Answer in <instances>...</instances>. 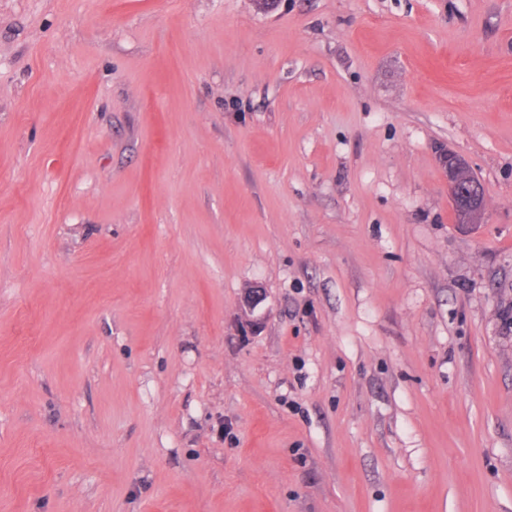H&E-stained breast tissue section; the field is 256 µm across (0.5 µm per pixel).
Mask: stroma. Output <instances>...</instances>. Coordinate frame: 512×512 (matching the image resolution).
<instances>
[{
  "instance_id": "obj_1",
  "label": "stroma",
  "mask_w": 512,
  "mask_h": 512,
  "mask_svg": "<svg viewBox=\"0 0 512 512\" xmlns=\"http://www.w3.org/2000/svg\"><path fill=\"white\" fill-rule=\"evenodd\" d=\"M0 512H512V0H0ZM441 160L448 171V196L459 224H478L485 210V197L479 182L455 154L444 153Z\"/></svg>"
}]
</instances>
